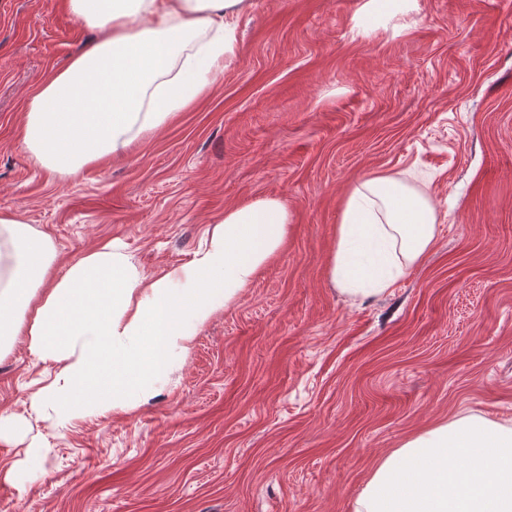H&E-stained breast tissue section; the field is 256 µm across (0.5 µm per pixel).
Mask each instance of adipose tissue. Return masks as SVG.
Returning a JSON list of instances; mask_svg holds the SVG:
<instances>
[{
    "label": "adipose tissue",
    "mask_w": 512,
    "mask_h": 512,
    "mask_svg": "<svg viewBox=\"0 0 512 512\" xmlns=\"http://www.w3.org/2000/svg\"><path fill=\"white\" fill-rule=\"evenodd\" d=\"M241 0H68L99 39L35 86L23 143L62 177L125 155L203 94L232 50ZM290 215L275 199L225 210L188 264L143 276L106 244L62 261L51 236L0 215V354L27 342L58 371L29 398L56 419L146 401L175 356L237 300L284 244ZM431 195L372 172L346 192L329 275L341 294L380 295L437 239ZM354 512H512V424L479 415L440 422L383 458Z\"/></svg>",
    "instance_id": "adipose-tissue-1"
}]
</instances>
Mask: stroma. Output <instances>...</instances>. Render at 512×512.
Instances as JSON below:
<instances>
[{"instance_id":"35a3bbf8","label":"stroma","mask_w":512,"mask_h":512,"mask_svg":"<svg viewBox=\"0 0 512 512\" xmlns=\"http://www.w3.org/2000/svg\"><path fill=\"white\" fill-rule=\"evenodd\" d=\"M244 0L207 91L122 158L33 162L30 91L97 38L66 0H0V213L64 260L119 245L189 263L226 209L275 198L280 251L202 326L153 396L67 422L29 395L53 365L0 357V512H353L380 459L441 421L512 424V0ZM388 171L439 210L385 294L328 276L340 202Z\"/></svg>"}]
</instances>
